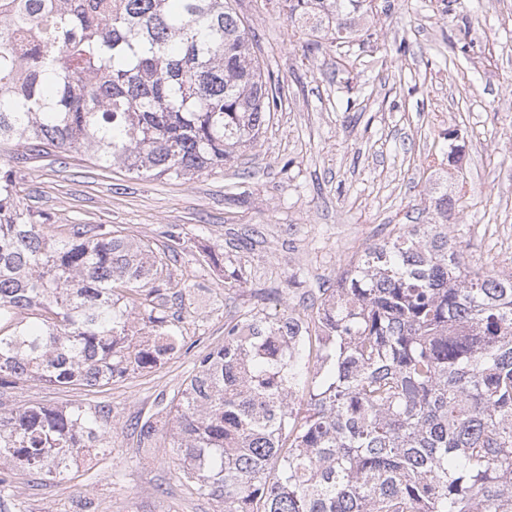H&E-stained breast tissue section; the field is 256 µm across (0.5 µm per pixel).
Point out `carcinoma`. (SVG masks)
Returning <instances> with one entry per match:
<instances>
[{
	"label": "carcinoma",
	"mask_w": 512,
	"mask_h": 512,
	"mask_svg": "<svg viewBox=\"0 0 512 512\" xmlns=\"http://www.w3.org/2000/svg\"><path fill=\"white\" fill-rule=\"evenodd\" d=\"M344 44L377 0H285ZM229 0H0V158L80 153L189 180L243 156L280 103ZM0 165V388L102 387L185 346L168 255L99 225L65 236ZM436 201L349 261L316 309L224 324L169 400L182 477L223 512H512V272L471 267ZM162 411L139 424L149 448ZM111 410L0 409V463L64 478Z\"/></svg>",
	"instance_id": "1"
}]
</instances>
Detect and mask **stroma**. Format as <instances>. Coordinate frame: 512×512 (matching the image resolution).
Wrapping results in <instances>:
<instances>
[{
    "label": "stroma",
    "instance_id": "1",
    "mask_svg": "<svg viewBox=\"0 0 512 512\" xmlns=\"http://www.w3.org/2000/svg\"><path fill=\"white\" fill-rule=\"evenodd\" d=\"M282 101L243 157L192 179L139 177L76 154L15 163L22 207L57 235L103 224L163 249L169 286L190 285L181 317L186 346L157 366L104 387L60 389L30 380L7 389V408L32 403L107 405L105 451L72 479L43 480L0 466L11 484L0 512H220L182 479L170 434L151 452L137 421L183 389L195 358L224 340L226 321L253 307L279 314L318 302L336 285L356 242H378L397 224H425L435 201L465 180L448 214L466 257L496 261V230L512 228V0H387L353 40L354 79L336 68V46L295 30L278 0H234ZM318 42L305 56L308 42ZM455 139H447L448 131Z\"/></svg>",
    "mask_w": 512,
    "mask_h": 512
}]
</instances>
